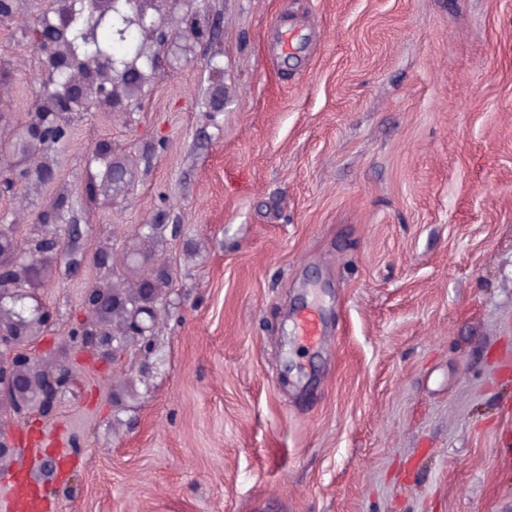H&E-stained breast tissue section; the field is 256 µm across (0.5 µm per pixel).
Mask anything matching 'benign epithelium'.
<instances>
[{
    "instance_id": "obj_1",
    "label": "benign epithelium",
    "mask_w": 512,
    "mask_h": 512,
    "mask_svg": "<svg viewBox=\"0 0 512 512\" xmlns=\"http://www.w3.org/2000/svg\"><path fill=\"white\" fill-rule=\"evenodd\" d=\"M149 0H56L53 10L35 21L30 34L46 61L43 72L45 95L37 110L21 126L14 149L22 165L0 172V192L14 193L25 182L28 168L23 163L43 155L67 135L66 116L93 100L99 108L114 109L124 104L120 90L130 94L138 89L141 71L116 60L98 43L96 32L104 24L120 39L133 27L151 34L163 28L161 18L149 13ZM59 227L57 204L35 218L34 230L24 243L10 235L0 237V397L34 393L38 408L48 412L70 382L66 367L36 360L31 341L48 331L53 314L28 288L33 275L43 270V261L62 247L64 239L78 234L76 226ZM172 278L169 266L155 260L143 265L141 283L135 295L116 298L112 283L86 289L83 318L68 331L70 346L95 353L103 360L117 361L126 345L114 340L104 343L98 328L112 318V305H131L124 336L144 337L154 313L156 280Z\"/></svg>"
}]
</instances>
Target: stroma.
Listing matches in <instances>:
<instances>
[{
	"instance_id": "35a3bbf8",
	"label": "stroma",
	"mask_w": 512,
	"mask_h": 512,
	"mask_svg": "<svg viewBox=\"0 0 512 512\" xmlns=\"http://www.w3.org/2000/svg\"><path fill=\"white\" fill-rule=\"evenodd\" d=\"M158 7L166 43L98 30L159 60L140 91L74 114L53 180L0 196L22 233L59 200L81 229L31 283L37 353L70 362L108 276L71 255L174 272L151 351L85 364L50 418L0 405L19 448L44 438L52 512H512V0ZM46 11L0 23V141L39 104ZM306 310L321 345L294 334Z\"/></svg>"
}]
</instances>
